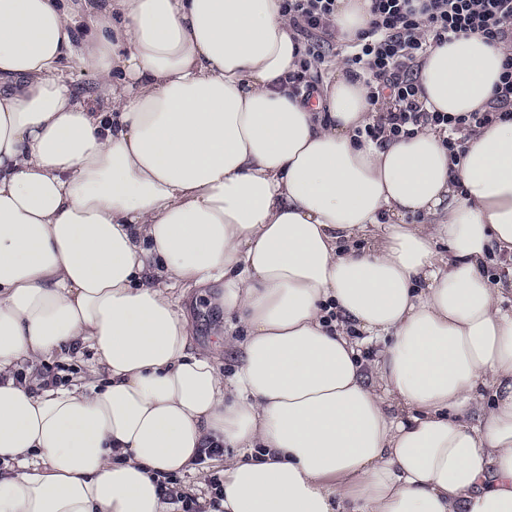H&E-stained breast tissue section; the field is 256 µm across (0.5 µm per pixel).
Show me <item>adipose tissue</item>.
Returning <instances> with one entry per match:
<instances>
[{"label": "adipose tissue", "instance_id": "ef3b65f1", "mask_svg": "<svg viewBox=\"0 0 512 512\" xmlns=\"http://www.w3.org/2000/svg\"><path fill=\"white\" fill-rule=\"evenodd\" d=\"M281 3L0 0V512H170L159 475L216 446L224 512H512V305L483 273L512 255V119L456 163L429 127L357 140L362 79L289 96ZM511 56L432 48L420 103L482 108ZM191 288L220 291L231 375ZM80 344L90 374L43 386ZM66 75L72 79V85L75 91L87 99V102L95 112H99L102 104L99 102L97 96L95 79L88 74L71 70H67ZM207 297L199 296L200 289H191L182 298L181 307L188 319L192 322L195 331V342L209 351L221 371L231 373L234 369L237 357L233 352L224 351V344H217L216 336L224 324V312L215 303H210L215 298V289H206Z\"/></svg>", "mask_w": 512, "mask_h": 512}]
</instances>
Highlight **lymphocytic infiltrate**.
<instances>
[{"label":"lymphocytic infiltrate","mask_w":512,"mask_h":512,"mask_svg":"<svg viewBox=\"0 0 512 512\" xmlns=\"http://www.w3.org/2000/svg\"><path fill=\"white\" fill-rule=\"evenodd\" d=\"M282 10L304 46L288 73L293 94L311 100L319 92L314 73L326 65L337 36L336 0H283ZM368 30L347 42L346 63L362 78L371 104L380 108L356 135L388 143L430 127L446 133L451 156L460 142L495 119L512 117V58L504 63L494 94L485 109L454 115L429 112L418 100L417 74L430 48L451 38L480 34L512 40V0H372Z\"/></svg>","instance_id":"f902f5d3"}]
</instances>
